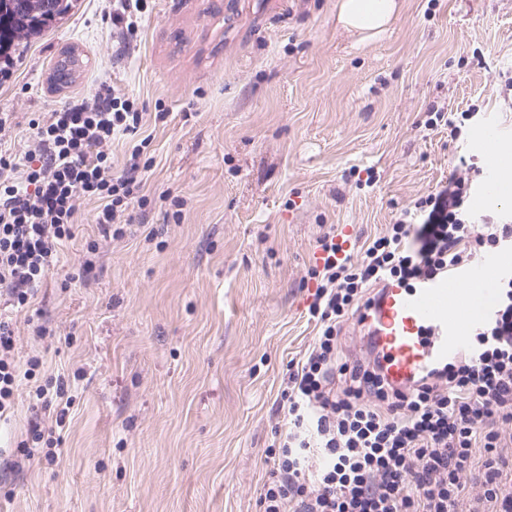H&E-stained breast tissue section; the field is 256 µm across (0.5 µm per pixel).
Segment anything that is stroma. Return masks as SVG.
<instances>
[{
	"instance_id": "obj_1",
	"label": "stroma",
	"mask_w": 512,
	"mask_h": 512,
	"mask_svg": "<svg viewBox=\"0 0 512 512\" xmlns=\"http://www.w3.org/2000/svg\"><path fill=\"white\" fill-rule=\"evenodd\" d=\"M401 3L359 45L336 0H149L123 56L112 0H74L13 52L0 113L16 149L30 113L105 86L168 118L144 128L154 162L130 233L101 240L82 202L36 300L52 336L11 314L16 360L43 365L0 420V512H260L288 363L316 336L318 238L349 225L362 245L468 158L490 176L488 211L512 216V167L479 146L491 127L512 149V0ZM70 46L85 64L60 89ZM442 107L477 112L462 139L424 129ZM57 375L78 397L57 463L38 464L20 443L53 411L29 393Z\"/></svg>"
}]
</instances>
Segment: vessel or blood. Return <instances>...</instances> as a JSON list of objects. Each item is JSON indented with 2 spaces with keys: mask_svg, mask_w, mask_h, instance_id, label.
Here are the masks:
<instances>
[{
  "mask_svg": "<svg viewBox=\"0 0 512 512\" xmlns=\"http://www.w3.org/2000/svg\"><path fill=\"white\" fill-rule=\"evenodd\" d=\"M509 266L512 257L484 256L411 288L387 286L364 322L389 381L408 387L470 349L478 322L493 306L488 285Z\"/></svg>",
  "mask_w": 512,
  "mask_h": 512,
  "instance_id": "obj_1",
  "label": "vessel or blood"
}]
</instances>
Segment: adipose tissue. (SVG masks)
Masks as SVG:
<instances>
[{"label":"adipose tissue","instance_id":"adipose-tissue-1","mask_svg":"<svg viewBox=\"0 0 512 512\" xmlns=\"http://www.w3.org/2000/svg\"><path fill=\"white\" fill-rule=\"evenodd\" d=\"M399 9L398 0H337V22L362 42L386 33Z\"/></svg>","mask_w":512,"mask_h":512}]
</instances>
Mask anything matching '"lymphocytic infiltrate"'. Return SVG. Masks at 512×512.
I'll list each match as a JSON object with an SVG mask.
<instances>
[{
    "label": "lymphocytic infiltrate",
    "mask_w": 512,
    "mask_h": 512,
    "mask_svg": "<svg viewBox=\"0 0 512 512\" xmlns=\"http://www.w3.org/2000/svg\"><path fill=\"white\" fill-rule=\"evenodd\" d=\"M147 0H112V28L124 47L136 42ZM145 114L111 88L30 118L32 142L7 145L12 128L0 114V297L24 309L73 239L82 201L99 204L106 237L126 233L121 219L140 199ZM134 145L121 172L111 146ZM473 181L452 176L419 197L422 224L396 219L360 258L339 256L335 232L318 240L308 312L318 334L288 364L281 393L288 426L276 443L260 495L262 512H512V276L498 283L497 306L482 322L474 355L448 362L406 389L392 387L377 357L343 354V324L372 306L389 281L412 285L475 255L512 249V225L476 223ZM13 323L0 317V415L10 410L39 358L18 366Z\"/></svg>",
    "instance_id": "1"
}]
</instances>
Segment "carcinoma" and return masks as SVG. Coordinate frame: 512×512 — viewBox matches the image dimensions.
<instances>
[{
  "instance_id": "carcinoma-1",
  "label": "carcinoma",
  "mask_w": 512,
  "mask_h": 512,
  "mask_svg": "<svg viewBox=\"0 0 512 512\" xmlns=\"http://www.w3.org/2000/svg\"><path fill=\"white\" fill-rule=\"evenodd\" d=\"M71 8L72 0H0V56L15 42L51 28Z\"/></svg>"
}]
</instances>
